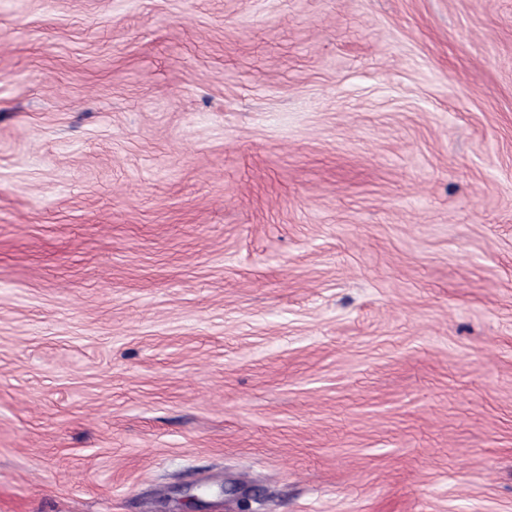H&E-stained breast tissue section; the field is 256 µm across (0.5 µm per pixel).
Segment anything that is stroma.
<instances>
[{
	"label": "stroma",
	"mask_w": 512,
	"mask_h": 512,
	"mask_svg": "<svg viewBox=\"0 0 512 512\" xmlns=\"http://www.w3.org/2000/svg\"><path fill=\"white\" fill-rule=\"evenodd\" d=\"M0 512H512V0H0Z\"/></svg>",
	"instance_id": "obj_1"
}]
</instances>
